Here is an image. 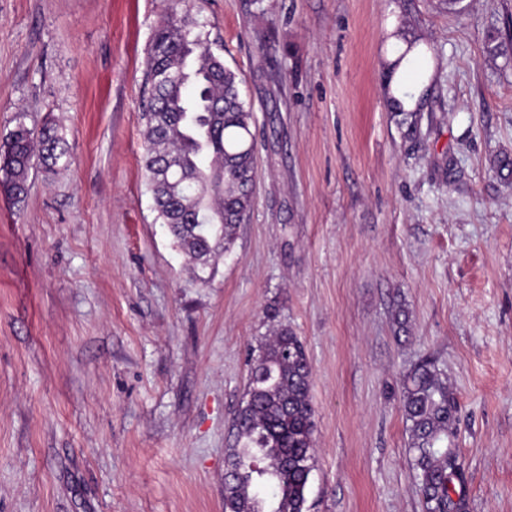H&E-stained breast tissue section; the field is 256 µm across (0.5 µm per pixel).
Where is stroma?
I'll return each instance as SVG.
<instances>
[{"mask_svg":"<svg viewBox=\"0 0 512 512\" xmlns=\"http://www.w3.org/2000/svg\"><path fill=\"white\" fill-rule=\"evenodd\" d=\"M169 0H0V139L69 155L0 184V512H224L249 350L312 365L306 512H424L399 383L443 364L464 512H512V0H204L253 110L254 204L205 285L147 187L145 59ZM432 49L412 116L379 63ZM410 316L399 336L397 307ZM64 139L54 125H44L38 132L18 119L0 145V173L17 196L26 192L28 172L36 160L46 171H53L66 156Z\"/></svg>","mask_w":512,"mask_h":512,"instance_id":"1","label":"stroma"}]
</instances>
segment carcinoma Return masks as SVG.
<instances>
[{
    "label": "carcinoma",
    "mask_w": 512,
    "mask_h": 512,
    "mask_svg": "<svg viewBox=\"0 0 512 512\" xmlns=\"http://www.w3.org/2000/svg\"><path fill=\"white\" fill-rule=\"evenodd\" d=\"M182 3L173 0L146 57L145 170L157 219L205 283L252 208L253 113L237 75L193 33L187 17H177ZM65 156L55 126L36 131L20 119L0 145V174L21 196L34 163L53 171ZM311 373L304 344L288 326L253 350L224 512H304L315 447ZM400 400L425 512H451L463 468L454 444L457 401L444 368L435 360L415 365L403 378Z\"/></svg>",
    "instance_id": "carcinoma-1"
}]
</instances>
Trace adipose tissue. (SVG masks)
<instances>
[{
  "label": "adipose tissue",
  "instance_id": "1",
  "mask_svg": "<svg viewBox=\"0 0 512 512\" xmlns=\"http://www.w3.org/2000/svg\"><path fill=\"white\" fill-rule=\"evenodd\" d=\"M388 29L391 36L381 62L386 76L388 105L394 112L412 111L417 109L426 91L428 68L413 58L404 57L407 44L403 36L397 35L396 22H389Z\"/></svg>",
  "mask_w": 512,
  "mask_h": 512
}]
</instances>
